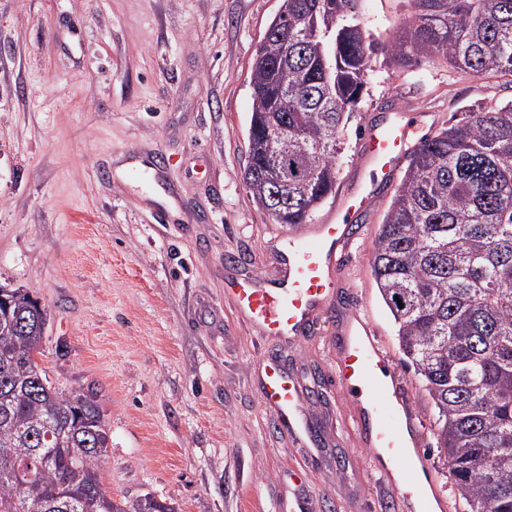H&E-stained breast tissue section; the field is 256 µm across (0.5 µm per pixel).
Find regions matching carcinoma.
<instances>
[{"label": "carcinoma", "instance_id": "1", "mask_svg": "<svg viewBox=\"0 0 512 512\" xmlns=\"http://www.w3.org/2000/svg\"><path fill=\"white\" fill-rule=\"evenodd\" d=\"M359 2L282 0L256 47L244 180L275 224L311 223L333 194L374 52L512 76V0H411L408 29L387 45L368 40ZM371 267L464 512H512V104L465 111L421 139ZM48 322L28 290L0 285V512H176L106 490L97 394L52 386L38 362Z\"/></svg>", "mask_w": 512, "mask_h": 512}]
</instances>
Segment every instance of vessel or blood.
Wrapping results in <instances>:
<instances>
[{"mask_svg":"<svg viewBox=\"0 0 512 512\" xmlns=\"http://www.w3.org/2000/svg\"><path fill=\"white\" fill-rule=\"evenodd\" d=\"M409 132L402 112L368 128L365 160L372 175L384 180L396 171ZM375 189L372 183L360 185L317 222L302 225L283 239L274 256L275 278L235 284L240 310L262 339L303 336L316 313L330 301L336 288L331 271L337 251L348 245L349 217L369 203ZM263 371L264 404L276 409L279 423L301 443H308L309 424L299 410L295 381L273 362L265 363ZM336 383L356 403L359 434L377 462L376 476L395 491L402 512H445L444 499L426 497L427 479L413 459L420 441L413 406L403 395L389 355L360 318L336 332Z\"/></svg>","mask_w":512,"mask_h":512,"instance_id":"obj_1","label":"vessel or blood"}]
</instances>
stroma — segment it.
<instances>
[{
    "label": "stroma",
    "mask_w": 512,
    "mask_h": 512,
    "mask_svg": "<svg viewBox=\"0 0 512 512\" xmlns=\"http://www.w3.org/2000/svg\"><path fill=\"white\" fill-rule=\"evenodd\" d=\"M281 0H0V284L50 312L40 362L62 392L95 390L111 436L103 483L177 512H400L375 476L351 400L336 391L333 330L364 317L422 425L418 454L447 501L430 398L403 366L370 266L396 187L351 216L339 288L298 344L259 343L229 286L276 274L290 225L243 181L255 49ZM408 0H362L371 38L391 42ZM512 101V77L443 61L373 56L342 132L335 197L367 176L368 127L415 113L410 145L458 115ZM277 360L316 430L305 447L262 403L260 358Z\"/></svg>",
    "instance_id": "stroma-1"
}]
</instances>
